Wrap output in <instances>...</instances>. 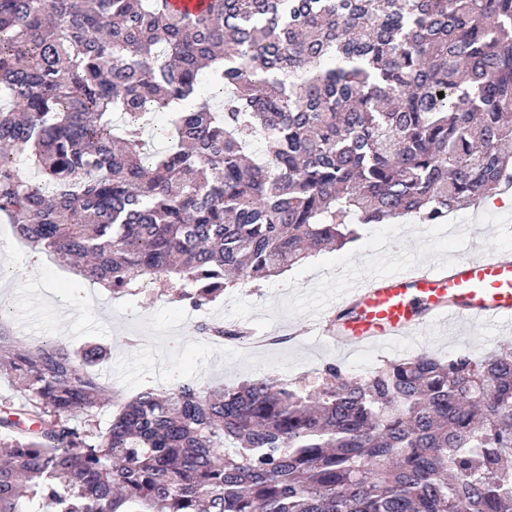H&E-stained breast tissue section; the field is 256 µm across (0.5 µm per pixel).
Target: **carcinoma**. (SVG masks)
Instances as JSON below:
<instances>
[{"label": "carcinoma", "mask_w": 512, "mask_h": 512, "mask_svg": "<svg viewBox=\"0 0 512 512\" xmlns=\"http://www.w3.org/2000/svg\"><path fill=\"white\" fill-rule=\"evenodd\" d=\"M511 143L512 0H0V218L119 297L201 310L361 224H440L512 183ZM0 352V512H512V348L145 385L104 432L110 346Z\"/></svg>", "instance_id": "carcinoma-1"}]
</instances>
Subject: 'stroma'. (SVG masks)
Returning <instances> with one entry per match:
<instances>
[{
	"mask_svg": "<svg viewBox=\"0 0 512 512\" xmlns=\"http://www.w3.org/2000/svg\"><path fill=\"white\" fill-rule=\"evenodd\" d=\"M476 242L488 253L512 250V203L484 201L449 215L442 224L417 226L399 219L362 225L358 239L343 249L317 253L272 280L226 290L220 308L225 322L277 334L285 324L322 311L334 294L337 277L351 285L403 260L434 264L456 259L470 254ZM1 310L10 320L0 328L26 348L49 340L75 348L89 341L110 345L111 358L95 366L93 373L108 386L121 381L128 398L146 378L162 389L186 377L210 385L251 377L294 383L333 360L349 373L365 376L423 350L440 358L465 352L478 359L501 344H512V329L482 326L441 327L421 341L409 339L384 351L341 356L308 337L263 352L245 346L232 350L193 338L194 311L156 290L113 298L46 253L38 277L22 283L0 280Z\"/></svg>",
	"mask_w": 512,
	"mask_h": 512,
	"instance_id": "obj_1",
	"label": "stroma"
}]
</instances>
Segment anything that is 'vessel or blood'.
<instances>
[{"label":"vessel or blood","mask_w":512,"mask_h":512,"mask_svg":"<svg viewBox=\"0 0 512 512\" xmlns=\"http://www.w3.org/2000/svg\"><path fill=\"white\" fill-rule=\"evenodd\" d=\"M443 322L512 324L511 251L487 254L477 246L445 264L412 262L378 273L338 289L324 313L288 333L350 351L411 338Z\"/></svg>","instance_id":"b4317fda"}]
</instances>
